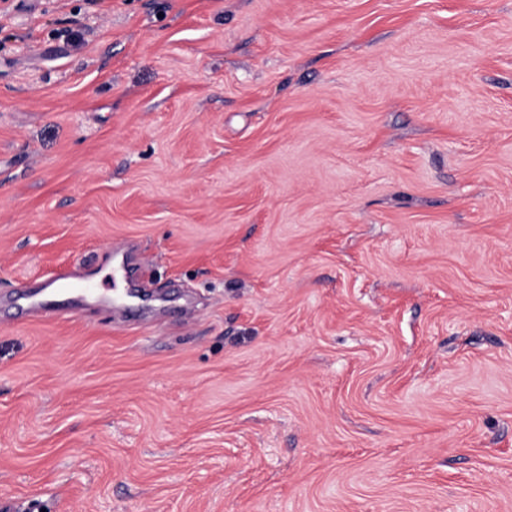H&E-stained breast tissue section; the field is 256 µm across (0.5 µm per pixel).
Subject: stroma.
Returning a JSON list of instances; mask_svg holds the SVG:
<instances>
[{
	"instance_id": "obj_1",
	"label": "stroma",
	"mask_w": 512,
	"mask_h": 512,
	"mask_svg": "<svg viewBox=\"0 0 512 512\" xmlns=\"http://www.w3.org/2000/svg\"><path fill=\"white\" fill-rule=\"evenodd\" d=\"M32 497L512 512V0H0Z\"/></svg>"
}]
</instances>
